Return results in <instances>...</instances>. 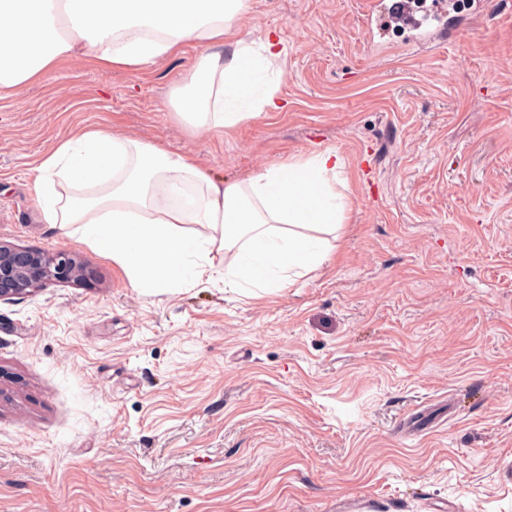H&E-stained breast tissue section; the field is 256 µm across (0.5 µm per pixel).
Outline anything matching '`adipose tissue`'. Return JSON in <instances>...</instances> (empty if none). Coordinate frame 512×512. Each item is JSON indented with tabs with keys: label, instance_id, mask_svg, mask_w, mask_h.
Masks as SVG:
<instances>
[{
	"label": "adipose tissue",
	"instance_id": "1",
	"mask_svg": "<svg viewBox=\"0 0 512 512\" xmlns=\"http://www.w3.org/2000/svg\"><path fill=\"white\" fill-rule=\"evenodd\" d=\"M0 0V91L21 93L64 57L92 56L132 72L197 49L172 91L176 118L215 137L277 109L262 73L284 50L249 41L236 25L246 0ZM345 162L327 148L227 182L194 158L129 135L89 129L63 140L36 169L44 223L112 258L134 287L166 294L216 271L213 252L235 250L229 291L274 293L328 259L347 203L336 189ZM208 226L194 235L189 225Z\"/></svg>",
	"mask_w": 512,
	"mask_h": 512
}]
</instances>
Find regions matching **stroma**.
I'll list each match as a JSON object with an SVG mask.
<instances>
[{
  "instance_id": "35a3bbf8",
  "label": "stroma",
  "mask_w": 512,
  "mask_h": 512,
  "mask_svg": "<svg viewBox=\"0 0 512 512\" xmlns=\"http://www.w3.org/2000/svg\"><path fill=\"white\" fill-rule=\"evenodd\" d=\"M367 0H248L276 30L279 110L216 138L171 110L197 52L140 71L62 59L0 93V243L85 283L0 300V512H512V0L455 38L373 46ZM100 128L215 178L334 149L344 224L318 271L248 298L151 295L44 223L35 169ZM391 509L398 510V507L394 505L388 506L382 503V501L369 497L355 498L339 507L341 512H385V510L389 512Z\"/></svg>"
}]
</instances>
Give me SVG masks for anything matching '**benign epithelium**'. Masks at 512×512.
I'll list each match as a JSON object with an SVG mask.
<instances>
[{"label":"benign epithelium","instance_id":"7a95c632","mask_svg":"<svg viewBox=\"0 0 512 512\" xmlns=\"http://www.w3.org/2000/svg\"><path fill=\"white\" fill-rule=\"evenodd\" d=\"M86 278V267L75 254L44 252L0 243V299L25 294L47 281L69 283Z\"/></svg>","mask_w":512,"mask_h":512}]
</instances>
